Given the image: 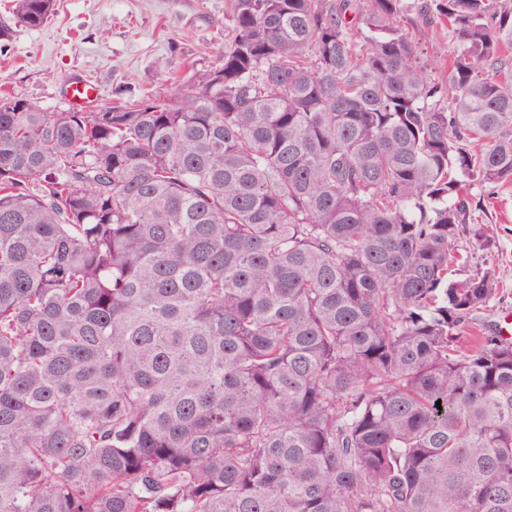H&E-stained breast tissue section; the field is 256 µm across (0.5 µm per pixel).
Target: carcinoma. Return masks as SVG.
<instances>
[{
	"label": "carcinoma",
	"mask_w": 512,
	"mask_h": 512,
	"mask_svg": "<svg viewBox=\"0 0 512 512\" xmlns=\"http://www.w3.org/2000/svg\"><path fill=\"white\" fill-rule=\"evenodd\" d=\"M404 9L228 0L174 95H0V512H512L499 281L452 277L512 183V0H424L439 80ZM423 0H407L408 4L413 6L406 12L399 22V27L403 32L415 41L421 42L428 52V58L431 59L432 74L438 77L441 71H444L446 59L450 44L448 42V27L444 18L435 17L431 20L426 19L418 11V7Z\"/></svg>",
	"instance_id": "carcinoma-1"
}]
</instances>
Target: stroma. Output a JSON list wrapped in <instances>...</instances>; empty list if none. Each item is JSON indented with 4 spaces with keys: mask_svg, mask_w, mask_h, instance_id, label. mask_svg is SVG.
I'll list each match as a JSON object with an SVG mask.
<instances>
[{
    "mask_svg": "<svg viewBox=\"0 0 512 512\" xmlns=\"http://www.w3.org/2000/svg\"><path fill=\"white\" fill-rule=\"evenodd\" d=\"M407 2L411 9L399 26L421 42L433 72L441 73L448 27L443 18L421 15V0ZM224 7L225 0H56V14L44 26L15 27L7 53L0 54V92L24 96L45 112L67 108L63 93L76 79L98 85L101 106L114 103L113 90L123 82L140 92L176 93L187 77L218 63ZM471 194L496 246L482 250L461 236L457 247L467 258L461 272L495 266L502 298L489 321L496 325L512 318V185L476 186Z\"/></svg>",
    "mask_w": 512,
    "mask_h": 512,
    "instance_id": "stroma-1",
    "label": "stroma"
}]
</instances>
